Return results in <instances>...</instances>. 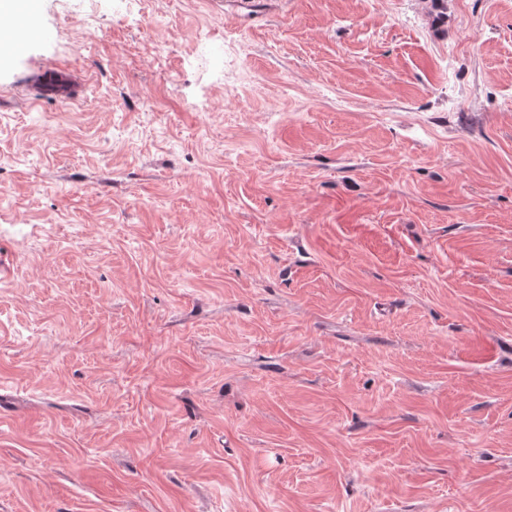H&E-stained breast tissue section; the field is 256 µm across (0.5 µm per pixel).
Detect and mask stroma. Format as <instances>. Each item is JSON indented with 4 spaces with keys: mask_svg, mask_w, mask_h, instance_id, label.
<instances>
[{
    "mask_svg": "<svg viewBox=\"0 0 512 512\" xmlns=\"http://www.w3.org/2000/svg\"><path fill=\"white\" fill-rule=\"evenodd\" d=\"M262 2L6 18L0 512H512V0ZM68 68L60 67L43 74L40 83V92L46 94H56V97L63 101L70 102L76 99L73 94L71 84L63 77V73Z\"/></svg>",
    "mask_w": 512,
    "mask_h": 512,
    "instance_id": "stroma-1",
    "label": "stroma"
}]
</instances>
